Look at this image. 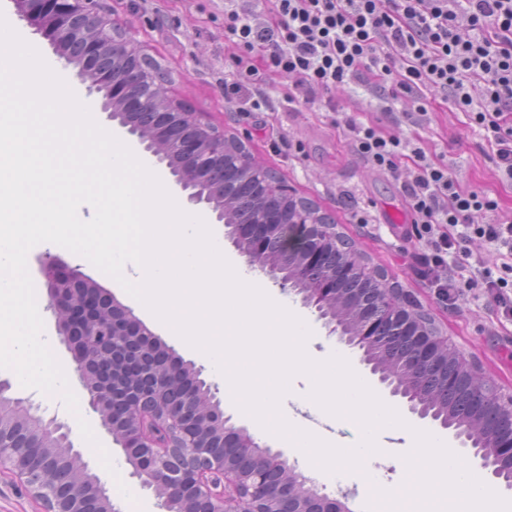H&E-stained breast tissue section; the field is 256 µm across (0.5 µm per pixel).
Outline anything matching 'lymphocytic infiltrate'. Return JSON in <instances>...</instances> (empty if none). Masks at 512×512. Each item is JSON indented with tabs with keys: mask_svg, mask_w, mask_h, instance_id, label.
<instances>
[{
	"mask_svg": "<svg viewBox=\"0 0 512 512\" xmlns=\"http://www.w3.org/2000/svg\"><path fill=\"white\" fill-rule=\"evenodd\" d=\"M224 39L237 76L225 94L276 75L289 80L292 104L353 85L381 90L387 112L406 99L424 117L439 100L483 130L512 181V0H263L259 12L251 0H224ZM344 126L373 167L413 166L401 190L419 243L414 260L437 297L487 296L512 317V215L487 192L461 187L411 139L371 119ZM476 238L496 246L494 264L468 249Z\"/></svg>",
	"mask_w": 512,
	"mask_h": 512,
	"instance_id": "f902f5d3",
	"label": "lymphocytic infiltrate"
}]
</instances>
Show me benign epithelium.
Listing matches in <instances>:
<instances>
[{"instance_id":"1","label":"benign epithelium","mask_w":512,"mask_h":512,"mask_svg":"<svg viewBox=\"0 0 512 512\" xmlns=\"http://www.w3.org/2000/svg\"><path fill=\"white\" fill-rule=\"evenodd\" d=\"M14 2L20 20L34 34L48 40L66 64L77 69V77L85 85L87 94L102 95L101 111L128 134L146 142L160 161L167 163L169 158L175 159L170 172L176 185L186 193V204L191 208L207 204L216 213L217 221H224L223 205L208 185L213 181L212 160L224 154L230 138L204 119L202 113L190 111L177 97L166 92L150 95V90L156 89L161 79L150 57L133 51L130 32L106 13L93 8L92 0ZM159 104L167 109L166 120L153 127L149 134H142L128 121L130 116L154 111ZM286 223L288 220L281 213H264L256 224L233 225L232 242L259 253L265 249L267 238ZM295 223L304 225L302 265L296 278L305 282L306 288L300 291L292 287V283L279 277L270 267L265 268L264 273L279 282L282 289L301 296L304 305L318 311L329 299L354 307L356 299L337 287L336 274L310 276V272L324 265L321 235L336 232V225L314 224L304 212ZM42 273L50 288L49 306L56 315L59 335L71 350L90 407L102 415L106 411L108 391L93 376L88 362L101 354L107 344L101 337L99 320L94 318L85 326L80 341L71 340L74 310L86 305L89 294L96 292L107 301L105 306L97 305L96 310L110 316L112 327L127 323L128 329L119 334L128 336L133 331L149 342L155 335L95 281L84 278L83 287H74L75 270L61 269L48 260L42 264ZM412 310L413 302L407 295L393 288H381L379 310L373 314L362 311L357 315L360 326L356 336L342 335L338 320L329 316L325 326L340 342L361 351V362L366 364L368 359L385 350V339L381 336L383 326L396 325L402 334L415 341L419 362L438 369L448 357L454 356L461 375L481 379L484 398L477 401V406L494 402L508 408V417L477 448L458 431L453 437L473 466L503 481L504 489L512 491V480L501 475L503 462H512V397H504L446 334L424 327L412 315ZM412 370L413 362L404 363L384 385L390 394L396 393L405 400L411 413L421 418L426 398L423 389L407 380ZM168 399V387L163 379L157 380L151 389L136 394L124 408L128 429L122 444L137 456L135 474L143 487L155 491L169 487L178 493L181 507L171 508L166 498V512H351L346 501L313 490L307 478L292 468L288 469L291 478L288 506L270 500L260 489L261 477L257 470L224 459V436L231 432L238 435L237 447H256L246 431L230 425L226 417L208 432L187 435L184 418L175 415L173 407L163 405ZM32 408L28 401L18 402L11 420L6 422L0 416V432L17 424L28 428L38 439L46 427L60 438L68 431L67 425L57 417L45 419L34 414ZM4 469L15 474L34 497L44 503L46 512H115L110 496L82 460L80 452L72 447L62 457L55 446H41L35 451L26 443L0 436V470Z\"/></svg>"}]
</instances>
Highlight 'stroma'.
Listing matches in <instances>:
<instances>
[{
  "label": "stroma",
  "mask_w": 512,
  "mask_h": 512,
  "mask_svg": "<svg viewBox=\"0 0 512 512\" xmlns=\"http://www.w3.org/2000/svg\"><path fill=\"white\" fill-rule=\"evenodd\" d=\"M101 10L111 14L122 27L131 31L135 46L156 60L168 73L170 94L182 99L193 111L206 113L218 129L239 137L257 163L272 169L290 185L297 196L312 200L323 213L333 217L340 231L350 238L357 250L367 255L372 264L399 281L416 303L454 340L460 350L476 359L486 377L493 379L503 392H512V322L500 319L490 299L463 297L452 306L440 303L427 280L416 272L412 259L417 250L414 226L401 193V184L409 176L381 171L368 165L356 153L350 139L337 129L330 105H337L353 117L363 120L375 111L377 97L364 89L336 92L333 102L319 99L310 104L291 105L285 99L287 81L277 79L264 89L272 103L264 112L249 111L245 94L224 95V78L229 74L230 49L224 40V0H95ZM22 38L38 50L49 67L55 69L74 90L76 97L89 107L95 121L112 134L125 131L113 126L100 112L95 98L89 97L72 69L66 68L53 48L27 26L19 28ZM401 135L419 134L428 155L448 164L459 184L483 187L500 192L505 208H512V183L503 181L487 156L488 148L482 131L468 127L462 113L444 109L432 113L422 128L411 127L406 117H399L395 128ZM369 214L365 224L357 223L354 209ZM393 209L404 216L401 224H384L380 214ZM214 238L224 246V255L245 275L259 279L276 301L301 318L311 331L309 352L316 358L343 356L358 364L360 354L329 336L315 309L302 304L299 296L282 290L268 276L252 268L225 236L223 225H212ZM54 258L97 282L127 308L133 299L113 278L97 269L85 257L59 245L44 242L34 246L27 256V269L39 301L43 334L55 346L69 385L78 400L77 411H70L60 395H48L38 389L22 386L17 375L0 368V381L10 383L12 392L39 405L41 415L57 416L70 430V440L90 470L105 486L118 512H163L155 494L143 488L134 474L120 444L88 405V397L79 379L72 353L58 333L41 268L45 258ZM139 321L156 336L165 339L184 361L201 370L213 392L223 394L224 375L210 359L188 350L179 340L169 337L163 325L154 318L139 314ZM87 421L96 438L110 454L113 470H106L96 451L84 440L79 423ZM398 443L379 440L378 450L364 460L365 471H371L378 487H401L408 479L403 457L411 450L407 433L398 435ZM322 492L346 496L351 512H360L367 502L368 487L363 473L311 474ZM135 488L136 506H129L122 487Z\"/></svg>",
  "instance_id": "stroma-1"
}]
</instances>
